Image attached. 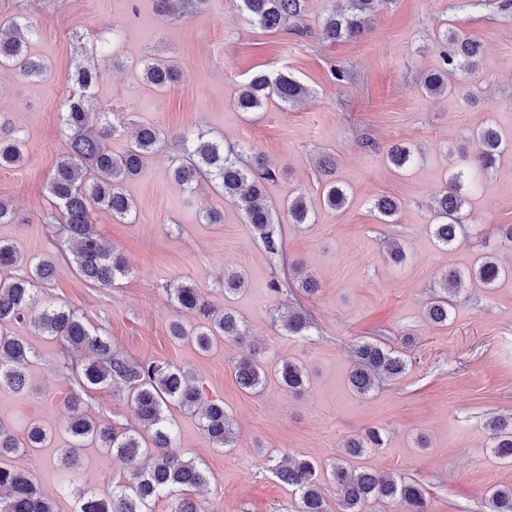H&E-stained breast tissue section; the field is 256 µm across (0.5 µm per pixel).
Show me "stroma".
Wrapping results in <instances>:
<instances>
[{
  "label": "stroma",
  "mask_w": 512,
  "mask_h": 512,
  "mask_svg": "<svg viewBox=\"0 0 512 512\" xmlns=\"http://www.w3.org/2000/svg\"><path fill=\"white\" fill-rule=\"evenodd\" d=\"M236 3L207 0L200 12L174 20L157 14L155 0H0L1 21L21 10L33 22L31 51L46 65L37 81L0 70V110L28 136L24 161L0 168V199L26 221L0 224V242L27 258L62 252L50 226L46 185L66 150L63 112L77 65L95 66L99 81L90 101L110 109L113 122L248 144L245 165L259 156L275 172L269 200L301 196L309 207L307 223L277 225L278 256L220 190L204 184L192 192L171 179L177 150L171 142L125 184L135 204L130 217L93 215L98 234L126 257L130 274L116 287L96 288L63 263L44 287L43 301L77 308L128 358L168 362L201 380L209 398L223 401L236 433L232 448L214 447L195 414L169 411L180 451L208 473L207 486L188 493L199 512H296L297 495L271 472V458L284 453L320 466L341 458L352 469L413 478L429 492L431 512L460 506L480 512L489 489L512 484V465L491 452L484 427L490 414L512 413V279L491 289L467 284L447 325L430 323L425 309L439 291L441 272L466 270L484 255L503 263L512 257L496 232L497 225L512 224V153L498 158L470 192L479 233L446 250L429 226L436 221L432 197L456 170L460 148L477 149L467 141L469 129L489 125L512 138V0H381L360 36L336 43L322 40L320 26L345 0H306L302 34L264 30ZM449 30L475 37L482 53L470 78L432 97L420 81L439 66ZM152 58L181 72L166 92L143 81ZM263 71L290 74L307 86V97L294 105L273 99L255 113L235 111L239 86ZM395 143L413 149L408 169L387 162L384 151ZM326 156L335 159L334 178L348 198L341 210L323 203L320 161ZM381 196L400 204L395 223H381L374 211ZM209 209L222 213V223H204ZM394 241L406 254L399 265L387 259ZM297 263L319 283L316 294L298 296L316 325L306 339L273 324L277 299L269 284ZM228 269L247 277L246 287L230 297L223 290ZM176 281L195 284L216 309L236 311L265 348L267 378L259 392L237 383L234 342L204 353L170 336L171 320L189 330L199 322L167 293ZM380 327L396 341L414 336L405 350L411 365L401 378L362 396L349 384L351 346ZM14 331L33 353L29 386L21 394L0 390V419L19 435L38 420L56 437L49 447L0 462L29 472L56 498L59 512H71L73 500L57 495L61 483L103 493L125 466L95 447L81 450L77 467L59 465L74 386L51 337L29 324ZM285 361L302 367V394L280 383L276 366ZM84 402L92 416L113 426L138 425L125 390L98 388ZM372 428L384 432V447L344 454L345 440Z\"/></svg>",
  "instance_id": "35a3bbf8"
}]
</instances>
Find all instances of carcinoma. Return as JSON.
<instances>
[{"label":"carcinoma","instance_id":"carcinoma-1","mask_svg":"<svg viewBox=\"0 0 512 512\" xmlns=\"http://www.w3.org/2000/svg\"><path fill=\"white\" fill-rule=\"evenodd\" d=\"M241 2V9L264 29L301 32L305 0ZM348 2L347 10L333 12L323 20L321 36L324 40L335 42L359 35L367 15L380 0ZM203 3L204 0H157L160 12H175L181 16L190 8H200ZM32 31V22L21 13L0 22V67L14 70L24 80H37L45 72V65L28 51ZM445 42L447 50L441 55L442 68L422 79V89L430 96L448 93L451 90L449 76L457 71L466 74L474 70L481 52L480 42L472 37L452 34ZM97 79L95 68H77L75 82L80 92L70 94L65 102L67 152L57 161L47 185L60 215L59 230L66 245L64 259L83 281L112 288L129 273L124 258L102 243L92 224V215L103 209L116 218H127L134 203L123 191L124 182L137 176L149 159L167 145L171 136L179 143V155L171 164L173 179L187 189L201 178L215 182L224 199L244 212L247 223L259 233L268 253L279 254L281 244L274 228L275 209L265 190L266 183L274 180V173L260 161L249 171L243 169L240 162L246 145L226 148L222 139H205L200 135L194 138L186 131L173 136L156 126L142 125L124 152L114 156L106 141L119 135L118 125L109 120L107 112H90L86 108V92ZM143 79L157 90L165 91L178 79V71L162 60H154L145 65ZM306 94L304 85L288 74L281 72L272 76L257 72L239 90L233 107L238 112H256L272 96L290 103ZM469 137L479 141L482 151L449 176L436 200L439 223L429 225L433 238L446 249L475 221L469 201L470 181L477 174L488 173L497 158L509 148L491 126L474 127ZM26 148L27 138L9 119L0 115V167L21 163ZM386 158L400 170L413 161L414 154L409 148L395 144L387 148ZM324 192L328 207L339 210L346 205V193L336 181H327ZM374 208L382 222L389 223L394 221L399 203L383 196L376 200ZM284 210L288 223H307L308 206L304 197L288 199ZM25 221L8 201L0 200L1 224ZM4 269L6 275H0V388L21 391L27 386L31 350L22 337L7 330V325L28 320L59 343L63 357L61 367L69 371L68 378L80 389L114 383L125 385L140 423L138 431L99 422L81 410L80 394L71 393L67 400L68 444L59 449L58 462L74 468L79 463L78 450L93 445L111 451L126 465L125 474L105 494L71 489L72 512H153L156 500L206 484V472L199 464L176 451L174 424L166 411L176 405L195 413L215 447L232 448L235 432L224 405L204 400L203 386L186 371L168 363L139 362L124 356L113 348L108 337L91 332L77 310L42 304L40 286L54 279L56 258L33 257L24 261L14 246L0 243V270ZM509 276L512 277V268H505L491 256L479 258L463 273L455 269L442 273L441 291L429 302L427 318L434 324H446L465 281L494 288ZM244 286V274L224 272V294L237 293ZM168 293L178 308L195 313L201 320L190 332L179 322L171 323L172 336L189 337L204 352L218 339L245 344L246 324L228 308L220 316H213L211 304L194 285L177 283ZM282 306L286 312L277 313L274 322L281 323L290 336L312 335L314 322L307 313L286 301ZM82 351L89 353L91 362L75 361L73 355ZM351 354L354 364L349 381L359 394L368 393L377 383L400 377L408 367L403 352L393 348L385 336L364 337L353 344ZM233 372L238 384L250 391L259 389L266 378L261 357L250 349L239 355ZM278 374L292 391H300L305 386V374L297 364L283 363ZM486 429L493 454L512 463V414L488 417ZM50 441L51 434L37 422L20 438L0 419V458L42 448ZM382 444L381 433L370 430L361 439L349 440L345 448L350 453L360 454L368 448H380ZM273 473L298 494V512H329L318 466L286 456L273 467ZM329 475L338 488V512H366V506L373 500L395 502L401 512H429L427 492L413 479L406 480L392 472L349 470L337 461L329 464ZM482 506L483 512H512V485L490 489ZM0 512H57V508L56 501L40 491L28 472L0 466Z\"/></svg>","mask_w":512,"mask_h":512}]
</instances>
